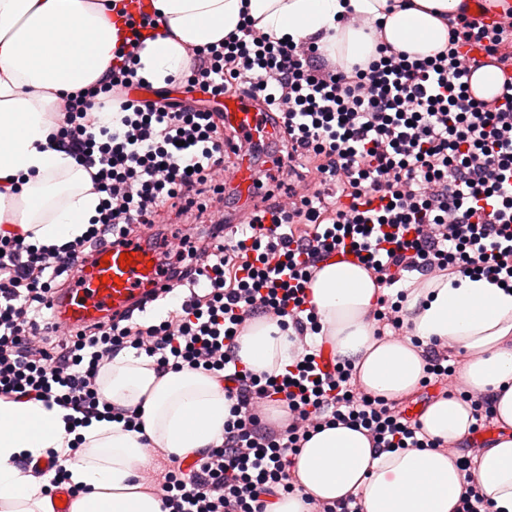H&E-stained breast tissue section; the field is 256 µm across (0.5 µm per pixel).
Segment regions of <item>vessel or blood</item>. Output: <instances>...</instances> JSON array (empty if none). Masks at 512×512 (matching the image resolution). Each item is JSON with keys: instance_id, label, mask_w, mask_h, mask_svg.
<instances>
[{"instance_id": "1", "label": "vessel or blood", "mask_w": 512, "mask_h": 512, "mask_svg": "<svg viewBox=\"0 0 512 512\" xmlns=\"http://www.w3.org/2000/svg\"><path fill=\"white\" fill-rule=\"evenodd\" d=\"M471 21L483 24L504 22L503 8L488 6L487 0H473ZM224 127L239 139L257 135L278 139L282 123L261 103L237 95L225 96ZM236 184L240 194L248 200V211H255L272 203L273 191L264 190L251 164L233 155L225 176ZM133 255V262L121 265V253ZM159 252L151 233L127 238L122 243H98L90 255L78 261L69 287L59 290L50 301V313L60 334L84 328L108 319H120L146 308L162 295L164 288L175 287V280L167 278L159 266Z\"/></svg>"}]
</instances>
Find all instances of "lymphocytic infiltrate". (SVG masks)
Masks as SVG:
<instances>
[{
  "mask_svg": "<svg viewBox=\"0 0 512 512\" xmlns=\"http://www.w3.org/2000/svg\"><path fill=\"white\" fill-rule=\"evenodd\" d=\"M154 27L148 14L132 23L100 93L137 84L135 49ZM474 38L487 40L498 68L512 63V22L486 28L465 16L449 22L448 47L435 56L412 59L380 41L366 65L348 70L328 66L314 43L284 42L249 24L197 50L179 79L185 91L217 98L243 88L279 112L290 157L312 162L321 188H287L237 236L201 249L178 245V253L203 255L196 276L206 291L190 293L167 319L111 322L60 339L45 317L56 277L88 245L155 223L167 205L207 211L208 202L191 197L194 186L209 182L213 194L224 193L218 113L126 98L121 128L94 135L82 96L66 97L57 145L91 170L104 198L96 223L67 245L38 249L0 236V398L99 415V372L128 347L161 373L222 375L235 417L191 471L165 473L169 512H271L273 497L295 490L291 470L303 442L336 423L363 428L386 451L439 447L394 403L361 392L345 361L321 367L320 350L306 345L283 373H257L240 361L238 338L257 317L288 323L302 338L320 333L309 285L318 263L341 250L384 289L373 310L380 329L403 330L404 284L415 274L484 277L512 289V92L503 109L467 95L459 47ZM297 224L309 233L296 235ZM280 402L288 419L275 431L265 410Z\"/></svg>",
  "mask_w": 512,
  "mask_h": 512,
  "instance_id": "lymphocytic-infiltrate-1",
  "label": "lymphocytic infiltrate"
}]
</instances>
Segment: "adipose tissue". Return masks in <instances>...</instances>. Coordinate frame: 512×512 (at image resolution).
I'll return each mask as SVG.
<instances>
[{
  "mask_svg": "<svg viewBox=\"0 0 512 512\" xmlns=\"http://www.w3.org/2000/svg\"><path fill=\"white\" fill-rule=\"evenodd\" d=\"M468 0H152L157 27L138 52L139 76L156 88L187 70L194 49L219 44L243 21L294 42L319 45L328 59L366 62L376 39L413 58L448 41V20ZM361 28L344 25L346 13ZM106 0H0V229L41 247L84 236L101 193L88 171L60 151L53 136L62 96L86 92L110 68L117 44ZM380 293L357 260L320 262L309 299L326 344L353 366L360 389L395 402L414 392L425 369L422 345L449 343L465 361L460 383L489 397L497 433L474 473L495 512H512V292L461 275L420 278L404 302L410 339L376 336L370 319ZM238 356L257 372L282 373L300 352L290 328L256 321L238 338ZM104 402L138 410L139 430L113 419L73 421L70 409L0 398V512H53L42 484L19 466L59 453L67 484L79 488L72 512H167L160 495L137 483L146 447L179 460L221 445L231 400L212 374L188 368L157 373L153 360L121 351L102 368ZM471 406L438 397L419 417L442 445L376 453L365 430L344 425L313 433L295 460L297 489L273 512H311L312 500L357 496L362 512H456L463 473L450 444L462 442ZM83 445L64 456L75 438Z\"/></svg>",
  "mask_w": 512,
  "mask_h": 512,
  "instance_id": "obj_1",
  "label": "adipose tissue"
}]
</instances>
